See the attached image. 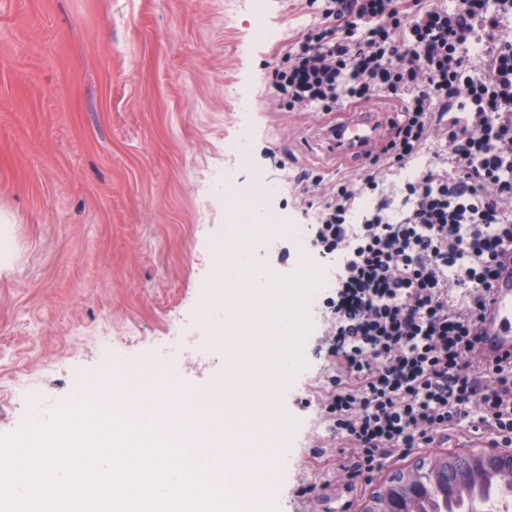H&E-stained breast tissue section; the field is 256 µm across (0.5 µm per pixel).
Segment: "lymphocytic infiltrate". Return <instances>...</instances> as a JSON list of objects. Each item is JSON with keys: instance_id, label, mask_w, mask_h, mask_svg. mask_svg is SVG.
<instances>
[{"instance_id": "1", "label": "lymphocytic infiltrate", "mask_w": 512, "mask_h": 512, "mask_svg": "<svg viewBox=\"0 0 512 512\" xmlns=\"http://www.w3.org/2000/svg\"><path fill=\"white\" fill-rule=\"evenodd\" d=\"M274 86L293 111L398 104L382 154L331 187L310 237L341 258L324 398L340 446L317 464L366 482L455 427L511 448L512 365L472 344L512 243V0H323Z\"/></svg>"}]
</instances>
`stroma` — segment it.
I'll use <instances>...</instances> for the list:
<instances>
[{"label": "stroma", "mask_w": 512, "mask_h": 512, "mask_svg": "<svg viewBox=\"0 0 512 512\" xmlns=\"http://www.w3.org/2000/svg\"><path fill=\"white\" fill-rule=\"evenodd\" d=\"M257 14L271 39L254 37ZM308 21L299 0H0V435L37 406L72 404L99 375L147 371L174 327L223 314L238 270L217 266L210 244L264 181L283 190L236 237L257 277L298 273L285 232L314 216L296 175L356 173L314 142L327 115L288 110L272 85ZM239 140L243 163L224 152ZM271 232L278 248L263 241ZM333 322L320 305L304 365L282 382L277 405L299 432L268 462L266 512H303L302 489L319 480L361 512L375 485L432 454L356 487L314 465L334 446L319 405ZM168 372L173 404L222 385L223 342L172 358Z\"/></svg>", "instance_id": "stroma-1"}]
</instances>
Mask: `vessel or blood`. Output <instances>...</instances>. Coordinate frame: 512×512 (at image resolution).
<instances>
[{"label":"vessel or blood","instance_id":"vessel-or-blood-1","mask_svg":"<svg viewBox=\"0 0 512 512\" xmlns=\"http://www.w3.org/2000/svg\"><path fill=\"white\" fill-rule=\"evenodd\" d=\"M388 131L389 121L385 112L351 110L338 123L335 133H324L323 138L330 152L344 154L351 163L361 165L382 148ZM479 328L476 353L482 361L492 364L512 360V244L506 246L499 278L486 295ZM166 359V353H159L152 374L129 379V386L139 393L142 400L159 401L157 387L165 371Z\"/></svg>","mask_w":512,"mask_h":512}]
</instances>
